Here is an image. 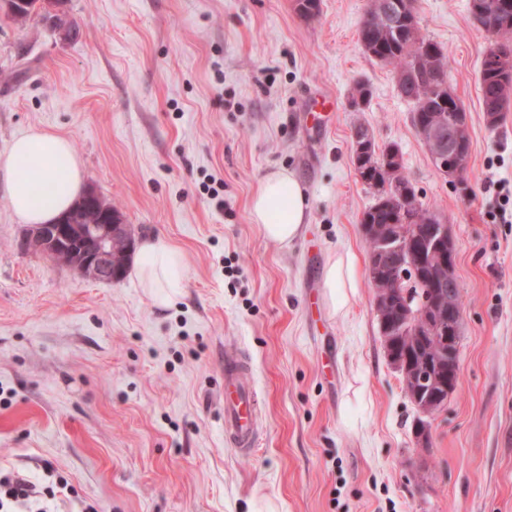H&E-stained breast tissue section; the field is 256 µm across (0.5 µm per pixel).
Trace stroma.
Returning <instances> with one entry per match:
<instances>
[{"label":"stroma","mask_w":512,"mask_h":512,"mask_svg":"<svg viewBox=\"0 0 512 512\" xmlns=\"http://www.w3.org/2000/svg\"><path fill=\"white\" fill-rule=\"evenodd\" d=\"M370 0H66L68 33L0 9V158L35 131L66 136L85 188L136 240L176 247L185 281L157 306L134 272L107 284L25 247L0 195V467L51 461L100 512H512V109L480 100L490 40L469 0H416L469 118V193L432 165L391 67L358 28ZM370 97L350 106L357 84ZM336 110L320 119L309 100ZM398 145L423 204L443 216L462 286L459 385L427 444L389 364L360 219L374 191L352 131ZM312 202L281 248L250 218L269 171ZM224 185V202L203 194ZM354 258L337 314L311 319L327 259ZM249 360L264 410L251 456L224 439V364Z\"/></svg>","instance_id":"1"}]
</instances>
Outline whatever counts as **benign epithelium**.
<instances>
[{"label": "benign epithelium", "instance_id": "7a95c632", "mask_svg": "<svg viewBox=\"0 0 512 512\" xmlns=\"http://www.w3.org/2000/svg\"><path fill=\"white\" fill-rule=\"evenodd\" d=\"M512 9V0H483L478 11L492 19ZM493 66L506 88L512 87V47L497 42L493 45ZM440 103L447 108L435 115V124L419 129L435 168L452 181L465 177L470 160L467 111L447 81L435 87ZM352 159L359 174H367L379 166L400 164V153L391 148L377 150L372 135L357 128L352 134ZM390 204L399 213V224L390 229L378 224H364L362 232L375 237L379 248L370 253L369 277L375 288V311L389 363L403 377L406 391L415 404L420 419L417 434L427 443L431 421L446 406L442 394L452 393L458 385V343L462 312L446 295V283L452 281L455 246L447 221L430 229L422 241L404 235V228L418 224L419 205L410 192L393 181ZM103 212L97 224L84 222V213ZM29 248L53 261L71 267L79 274L105 283L120 281L135 248L130 225L115 213L106 211L102 197L93 190L85 191L75 205L50 224H36L27 239ZM419 267H428L432 276L421 283L423 291L411 300L404 288L410 280H420ZM424 330L440 335V354L447 358L448 368L441 373L432 365L416 359L409 350H399L397 336L417 335Z\"/></svg>", "mask_w": 512, "mask_h": 512}]
</instances>
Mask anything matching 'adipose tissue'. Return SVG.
Masks as SVG:
<instances>
[{
    "mask_svg": "<svg viewBox=\"0 0 512 512\" xmlns=\"http://www.w3.org/2000/svg\"><path fill=\"white\" fill-rule=\"evenodd\" d=\"M82 188L81 162L64 136L43 131L17 138L0 159V192L21 223L51 222L70 207ZM310 212L308 196L295 174L285 169L268 172L250 201L252 222L279 247L301 237ZM139 253L136 276L141 288L156 305H168L184 279L180 252L162 239L148 238L140 243ZM353 270L348 255L332 256L325 264L324 284L333 311L348 304Z\"/></svg>",
    "mask_w": 512,
    "mask_h": 512,
    "instance_id": "ef3b65f1",
    "label": "adipose tissue"
}]
</instances>
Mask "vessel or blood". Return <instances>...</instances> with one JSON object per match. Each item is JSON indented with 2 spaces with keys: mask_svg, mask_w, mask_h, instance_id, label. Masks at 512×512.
I'll return each mask as SVG.
<instances>
[{
  "mask_svg": "<svg viewBox=\"0 0 512 512\" xmlns=\"http://www.w3.org/2000/svg\"><path fill=\"white\" fill-rule=\"evenodd\" d=\"M258 395L252 380L236 363L224 367V438L242 453L255 447Z\"/></svg>",
  "mask_w": 512,
  "mask_h": 512,
  "instance_id": "obj_1",
  "label": "vessel or blood"
}]
</instances>
